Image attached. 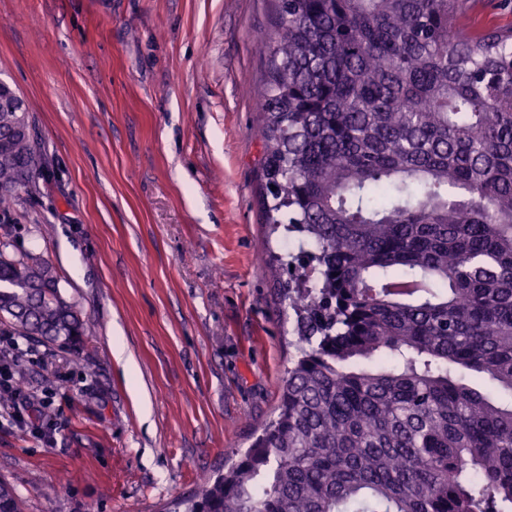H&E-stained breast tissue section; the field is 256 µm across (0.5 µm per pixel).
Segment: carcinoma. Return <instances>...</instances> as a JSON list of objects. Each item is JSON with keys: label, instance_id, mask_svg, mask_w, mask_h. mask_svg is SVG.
<instances>
[{"label": "carcinoma", "instance_id": "carcinoma-1", "mask_svg": "<svg viewBox=\"0 0 512 512\" xmlns=\"http://www.w3.org/2000/svg\"><path fill=\"white\" fill-rule=\"evenodd\" d=\"M469 5L274 0L261 205L294 239L269 272L296 357L276 417L171 512H512V27L470 34ZM39 168L5 84L0 215ZM9 247L0 331L79 357L54 268Z\"/></svg>", "mask_w": 512, "mask_h": 512}]
</instances>
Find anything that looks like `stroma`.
Segmentation results:
<instances>
[{
  "mask_svg": "<svg viewBox=\"0 0 512 512\" xmlns=\"http://www.w3.org/2000/svg\"><path fill=\"white\" fill-rule=\"evenodd\" d=\"M273 0H0V80L46 169L16 250L93 326L80 362L27 342L46 443L0 426L23 512H165L274 417L294 357L267 260L259 101ZM512 27V0L458 20Z\"/></svg>",
  "mask_w": 512,
  "mask_h": 512,
  "instance_id": "35a3bbf8",
  "label": "stroma"
}]
</instances>
